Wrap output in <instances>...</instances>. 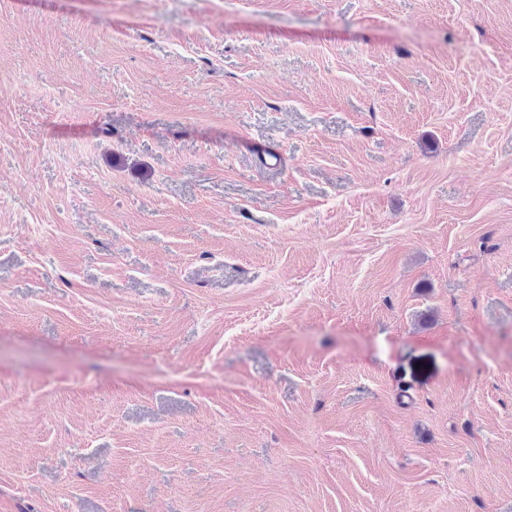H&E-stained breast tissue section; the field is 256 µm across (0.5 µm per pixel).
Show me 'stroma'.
<instances>
[{
	"label": "stroma",
	"instance_id": "1",
	"mask_svg": "<svg viewBox=\"0 0 512 512\" xmlns=\"http://www.w3.org/2000/svg\"><path fill=\"white\" fill-rule=\"evenodd\" d=\"M0 512H512V0H0Z\"/></svg>",
	"mask_w": 512,
	"mask_h": 512
}]
</instances>
